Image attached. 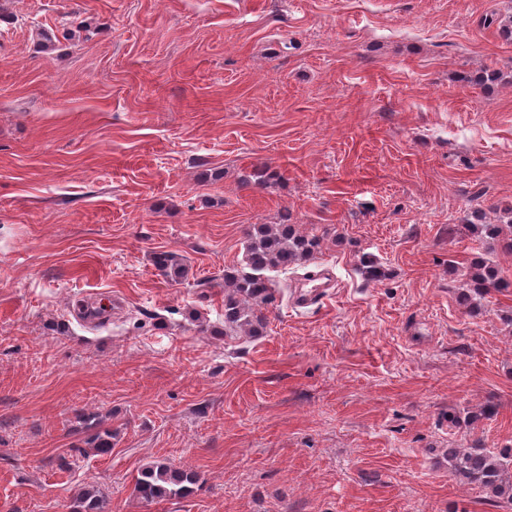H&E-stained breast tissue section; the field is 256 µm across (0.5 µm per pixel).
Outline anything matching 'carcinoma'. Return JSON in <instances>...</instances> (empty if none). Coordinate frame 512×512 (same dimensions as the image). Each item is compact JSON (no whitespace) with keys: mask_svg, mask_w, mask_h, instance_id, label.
I'll list each match as a JSON object with an SVG mask.
<instances>
[{"mask_svg":"<svg viewBox=\"0 0 512 512\" xmlns=\"http://www.w3.org/2000/svg\"><path fill=\"white\" fill-rule=\"evenodd\" d=\"M278 173L267 167L253 172L246 185L267 187ZM472 230L499 242L512 252V231L505 234L495 224H472ZM245 245L242 263L224 269V335L244 332L257 336L266 326L263 311L275 302L274 272L283 274L314 260L321 247V238L300 233L293 224H250L244 230ZM153 264L164 277L179 282L187 269L176 253L155 254ZM512 284L499 277L495 267L485 262L470 266L467 289L483 297ZM83 428L91 433L89 443L99 454L112 451V430L103 427L96 414L82 416ZM448 468L468 484L483 489L494 498L512 503V455L487 450L476 439L469 448L448 449ZM201 482L198 472L177 469L166 460H157L143 468L134 482L133 493L146 504L181 498ZM77 512H107V501L97 490L84 489L76 498Z\"/></svg>","mask_w":512,"mask_h":512,"instance_id":"1","label":"carcinoma"}]
</instances>
